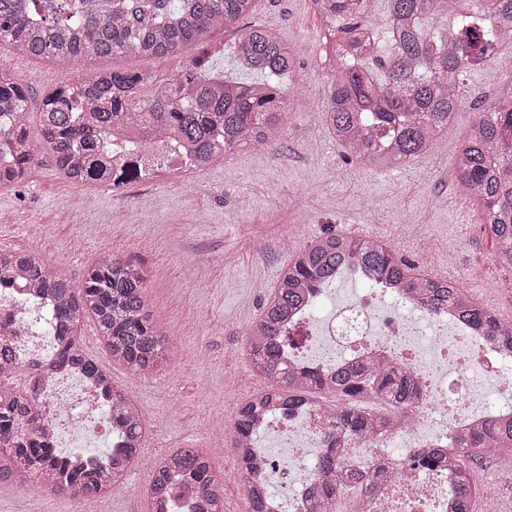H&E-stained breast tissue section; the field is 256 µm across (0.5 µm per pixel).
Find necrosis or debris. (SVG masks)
Wrapping results in <instances>:
<instances>
[{
  "mask_svg": "<svg viewBox=\"0 0 512 512\" xmlns=\"http://www.w3.org/2000/svg\"><path fill=\"white\" fill-rule=\"evenodd\" d=\"M158 183L200 181L203 172L183 156L178 140H163ZM353 287L338 295L339 283ZM0 323L8 328L13 357L22 372L39 368L37 398L50 419L54 447L80 462L111 463L125 444L112 425L111 405L80 372L53 371L57 355L51 303L35 298L24 279L0 290ZM283 365L325 375L339 364L390 363L415 376L418 401L396 414L388 428L348 444V464L385 472L354 497L338 495L335 512H456L448 472L450 440L493 420L512 418V350L458 318L451 309L416 304L402 289L368 280L358 265L338 268L336 282L315 289L309 306L289 320L280 341ZM329 427L325 405L311 403L287 413L269 407L249 448L258 462L249 486L265 492L271 512H309L320 479L318 457Z\"/></svg>",
  "mask_w": 512,
  "mask_h": 512,
  "instance_id": "1",
  "label": "necrosis or debris"
}]
</instances>
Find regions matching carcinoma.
Listing matches in <instances>:
<instances>
[{
    "instance_id": "carcinoma-1",
    "label": "carcinoma",
    "mask_w": 512,
    "mask_h": 512,
    "mask_svg": "<svg viewBox=\"0 0 512 512\" xmlns=\"http://www.w3.org/2000/svg\"><path fill=\"white\" fill-rule=\"evenodd\" d=\"M385 0L384 22L364 21L377 0H318L322 10L343 20L325 37L324 121L346 151V161L384 170L420 157L464 104L458 77L512 44V0ZM255 0H0V43L25 56H56L82 64L79 79L45 92L38 137L29 127L28 91L8 73L0 75V190L14 189L41 152L59 175L89 184L139 179L133 162L112 165L109 133L119 124L140 129L120 145L131 156L153 151L175 133L206 169L244 147H271L286 123L285 76L295 72V55L274 33L241 26ZM236 26V55L260 82L230 81L204 72V59L182 61L185 47ZM168 57L178 71L164 85L147 72L103 69L96 63L120 55ZM456 178L473 193L489 239L491 261L512 270V93L479 112L456 155ZM347 262L373 281L406 289L415 301L448 306L487 335L512 347V323L482 306L453 279L424 275L391 246L329 229L292 255L258 321L250 328L246 357L268 387L245 402L233 422V448L240 477L252 459L246 442L268 407L279 402L292 412L315 394L336 398L332 422L319 455L326 482L314 488L310 512H327V502L366 474L342 469L343 448L358 436L382 430L386 417L368 407L382 398L406 411L417 391L409 371L362 364L332 376L284 369L279 336L294 312L310 301L311 289L330 283ZM27 280L34 294L55 305L59 354L55 367L79 370L96 380L112 402V423L124 430L127 446L108 467L85 466L50 445L45 417L36 403V378L17 386L13 352L0 326V485L43 489L78 501L98 499L124 485L141 455L145 420L112 372L85 353L82 325L90 319L112 362L134 374H149L169 359L168 338L147 302L144 276L129 260L104 253L76 283L39 251L0 249V288L9 279ZM512 448V419L496 422L448 448L457 485L458 512H474L477 486L472 462ZM183 489L192 512H224V487L210 452L178 448L153 469L146 488L149 512H168L174 489Z\"/></svg>"
}]
</instances>
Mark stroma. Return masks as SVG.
I'll return each mask as SVG.
<instances>
[{
  "label": "stroma",
  "mask_w": 512,
  "mask_h": 512,
  "mask_svg": "<svg viewBox=\"0 0 512 512\" xmlns=\"http://www.w3.org/2000/svg\"><path fill=\"white\" fill-rule=\"evenodd\" d=\"M252 22L273 30L294 51L299 67L287 97L288 121L277 156L250 149L208 170L200 182L131 183L127 198L101 188L86 191L63 180L41 155L23 183L0 191V248L24 249L35 229L51 263L81 280L97 254L112 249L143 271L148 305L169 333L172 357L156 373L134 375L107 356L86 322L85 352L110 366L117 382L141 404L149 432L128 485L113 491L123 512H147L139 479L179 448L212 450L224 479V512H245L230 440L213 451L209 424L265 387L247 359L230 365L225 352L243 348L293 248L327 229L389 242L419 269L457 279L484 306L512 307V271L494 266L479 219L454 175L463 137L479 112L512 90V44L461 76L466 104L426 154L390 170L346 164L329 135L321 108L326 85L324 37L335 19L317 0H257ZM236 33L214 32L208 69L245 79L234 60ZM28 89L31 122H38L45 90L72 82L73 62L34 59L0 45V71ZM135 205L136 217L127 214ZM476 512H512V461L477 462Z\"/></svg>",
  "instance_id": "35a3bbf8"
}]
</instances>
